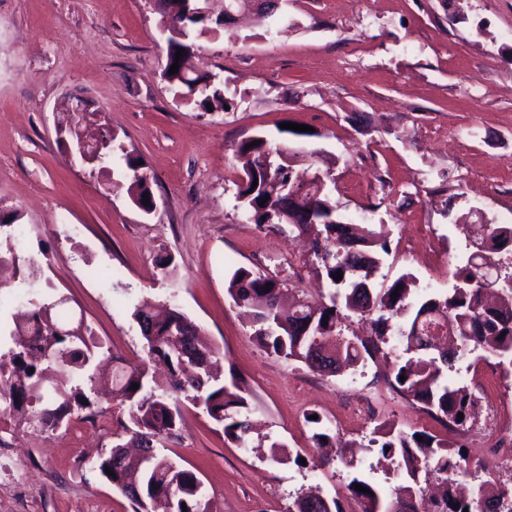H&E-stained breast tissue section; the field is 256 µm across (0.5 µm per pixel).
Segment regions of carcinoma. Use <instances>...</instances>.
I'll return each instance as SVG.
<instances>
[{"mask_svg": "<svg viewBox=\"0 0 512 512\" xmlns=\"http://www.w3.org/2000/svg\"><path fill=\"white\" fill-rule=\"evenodd\" d=\"M172 7L166 25L178 28L177 36L167 40V57L193 50L194 38L206 36L223 26L220 19L189 14L185 0H166ZM167 82L187 89L199 98V106L222 109L225 105L221 82H207L197 89L192 84L199 78L164 73ZM261 140L251 148L246 145ZM238 151L247 158L244 178L237 183L236 200L258 228L294 237L308 238L313 265L327 281L328 302L315 308L308 299H298L288 311L279 306L280 297L288 290L287 280L274 275L256 273L246 267L233 271L227 292L233 302L248 310L251 336L266 352L303 364L318 374L313 359L333 365L356 367L366 359L392 348L396 357L390 387L448 430V439H438L424 431L407 433L394 423L377 428L379 437L369 441L381 456L396 464L397 476L403 485L396 497L388 499L360 474L355 473L346 489L359 505L360 512H418L416 500L422 492L421 483H432L437 489L434 501L425 512H512V486L501 481L490 466L482 468L467 496L457 491V478L470 476L471 469L453 435L462 430L473 417L475 397L468 386L442 382L445 371L453 369L456 354H442L428 348L424 339L426 326L444 321L452 328L449 347H463L476 354L475 360L494 357L498 366L512 373V274L500 280L499 302L487 303L479 276L481 265L473 262L455 272L457 284L448 293H420L410 287L416 281L403 274L386 288L371 281L380 262L388 252L383 230L375 226L360 228L345 222L336 201L332 199L331 174L316 166V152L305 154L307 166L295 167L296 155L288 146L272 145L264 137L253 136L242 142ZM126 166L133 172L129 196L134 204L143 205V195L150 194L149 176L138 159L125 155ZM304 190L305 196L316 197L317 223L308 224L298 218L301 208L288 204L293 188ZM265 201L259 206V201ZM512 252V226H494L481 237L473 258L482 265H497L495 256ZM18 280L17 287L33 288L39 284L42 269L38 262L25 259L8 247L0 250V281L6 272ZM343 274L339 281L336 273ZM398 295H393V292ZM31 310L15 323L10 336L14 347L0 354V400L8 403L9 412L29 416L45 430H55L69 421L74 412L91 408L82 401L90 400L87 391L94 390L93 365L104 348L101 340L76 317L65 302L48 299L27 300ZM368 319L371 333L346 337L338 330L344 312ZM146 357L161 361L168 367L169 381L160 384L148 381L141 367H121L112 374V395L126 405L131 426H123L131 434L133 448L145 447L147 454L125 452L122 435L110 453L101 456L94 468L112 486L128 494L131 487L140 495L133 498L134 512H151L155 490L162 489L171 502V512H208L203 483L193 469L185 468L164 454L160 444L175 435L181 418L180 402L187 400L200 406L217 424L224 437L237 446L250 445V426L245 413L249 408L247 389L232 383L227 387L210 373V364L217 354L211 344L201 338V331L178 310L159 318L149 304L133 312ZM406 380H400V376ZM138 389H131L132 384ZM463 419H458V414ZM316 425L312 435L317 448H335L336 456L347 468L353 461L342 449L352 446L336 436L322 419H311ZM113 469V475L105 468ZM360 484L368 491L355 490ZM343 512L339 497H328L321 488L311 487L299 494L288 512Z\"/></svg>", "mask_w": 512, "mask_h": 512, "instance_id": "1", "label": "carcinoma"}]
</instances>
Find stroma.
I'll return each instance as SVG.
<instances>
[{"label": "stroma", "mask_w": 512, "mask_h": 512, "mask_svg": "<svg viewBox=\"0 0 512 512\" xmlns=\"http://www.w3.org/2000/svg\"><path fill=\"white\" fill-rule=\"evenodd\" d=\"M161 29L154 0H0V241L37 260L42 295L68 298L125 366L145 359L132 317L143 300L177 309L219 349L225 378L249 391L256 448H238L188 403L166 443L197 470L211 512H288L312 486L359 512L351 471L314 466L306 415L358 442L356 470L386 494L396 481L364 448L376 425L447 432L386 397V363L321 376L252 339L227 293L231 268L286 277L311 297L324 282L302 243L238 207L237 150L258 134L319 150L340 213L387 233L375 284L409 272L416 288L448 290V258L469 252V225H512V0H282L275 14L198 38L192 64L223 80V111L163 79ZM285 123L316 135L282 133ZM76 126L113 136L111 165L81 161ZM128 155L150 175L156 213L129 200ZM61 224L80 235L62 240ZM91 400L93 419L53 431L0 416V443L25 476L0 512H133L93 467L127 415L105 395Z\"/></svg>", "instance_id": "35a3bbf8"}]
</instances>
